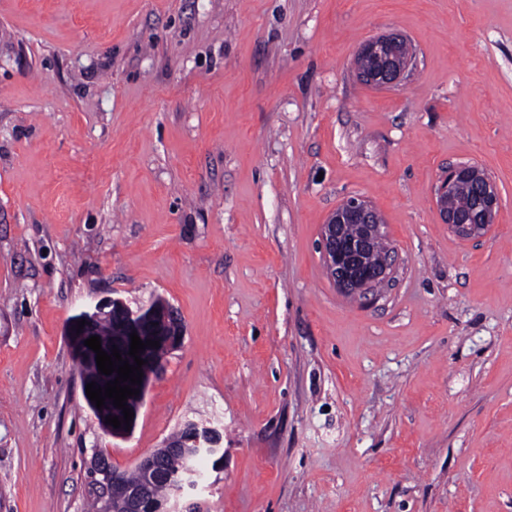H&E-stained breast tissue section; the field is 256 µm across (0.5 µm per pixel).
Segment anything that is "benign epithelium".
<instances>
[{
  "label": "benign epithelium",
  "mask_w": 512,
  "mask_h": 512,
  "mask_svg": "<svg viewBox=\"0 0 512 512\" xmlns=\"http://www.w3.org/2000/svg\"><path fill=\"white\" fill-rule=\"evenodd\" d=\"M408 45L406 38L396 32L387 33L363 42L358 49V57L366 60V65L356 69L360 82L375 88L394 87L405 79L412 58L398 64L401 46ZM462 180L472 182L481 203V215L478 221L469 223L465 218L448 211L445 200L448 192ZM436 203L443 223L457 236L470 239L482 236L494 223L496 211L500 205V196L493 180L468 164L448 167L446 175L435 189ZM350 224L362 226L358 237L348 236ZM384 222L377 210L362 197L345 199L331 214L321 231V248L325 259L327 276L336 288L344 294L365 296L372 293L388 278L392 266L390 255L379 261H370L373 244L383 234ZM85 320L84 328L77 329V321ZM103 321L116 324L113 335L101 339L102 350L109 353L118 348L121 357L135 364L128 355L130 334L135 332L141 340L151 339L159 346L145 347L140 352L142 382L137 386L139 394L127 398L126 405L134 414H139L143 402L147 380L157 372L164 356L179 347L184 339L186 327L180 314L168 303L156 301L153 304L132 311L119 299H103L87 305L76 315L68 326V336L77 357L87 366H96V353L84 345V341L98 335L97 325ZM185 430L192 447L184 449L185 456H210L222 460L223 434L219 427L209 423L188 420ZM160 454L153 450L140 461L144 481L153 482L159 476ZM95 469L102 476L104 486L105 512H145V502L140 489L123 483L113 475L107 465L95 461Z\"/></svg>",
  "instance_id": "7a95c632"
}]
</instances>
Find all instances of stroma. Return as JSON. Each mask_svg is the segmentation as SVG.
Here are the masks:
<instances>
[{
	"label": "stroma",
	"instance_id": "1",
	"mask_svg": "<svg viewBox=\"0 0 512 512\" xmlns=\"http://www.w3.org/2000/svg\"><path fill=\"white\" fill-rule=\"evenodd\" d=\"M390 32L406 80L363 85ZM458 163L500 191L481 238L435 203ZM351 196L375 297L325 272ZM106 297L186 326L125 438L67 334ZM190 419L224 462L184 510L512 512V0H0V512H87L94 454ZM408 48L409 56L405 63L398 65L401 46ZM358 58L365 59L367 64L356 69L360 82L375 88L394 87L405 79L412 63L411 47L406 38L396 32L387 33L363 42L358 49ZM356 58V66L359 59ZM383 228V219L371 203L355 196L345 199L323 224L321 248L326 273L342 293L365 296L387 280L393 263L387 253L386 239L376 241ZM347 229L352 235L360 230L361 234L351 238ZM373 244L377 255L387 253L375 263L370 261Z\"/></svg>",
	"mask_w": 512,
	"mask_h": 512
}]
</instances>
